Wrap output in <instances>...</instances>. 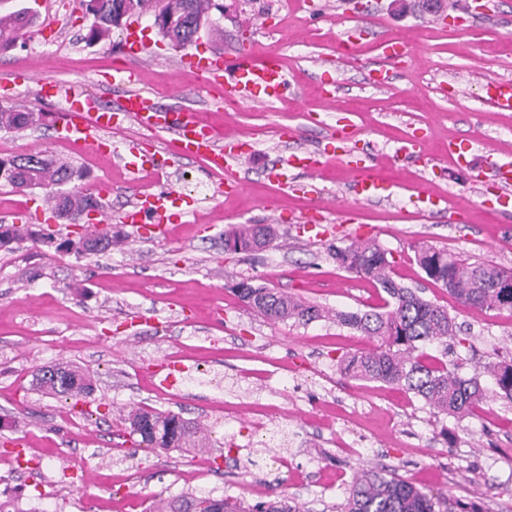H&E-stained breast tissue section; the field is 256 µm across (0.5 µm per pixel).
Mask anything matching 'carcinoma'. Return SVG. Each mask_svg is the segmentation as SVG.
<instances>
[{
	"label": "carcinoma",
	"instance_id": "cac0c4a2",
	"mask_svg": "<svg viewBox=\"0 0 512 512\" xmlns=\"http://www.w3.org/2000/svg\"><path fill=\"white\" fill-rule=\"evenodd\" d=\"M150 8L162 17L158 32L163 39L183 48L198 40L200 21H209L215 0H86L93 17L88 40L96 43L120 27L122 17ZM33 24L25 11L0 17V51L16 46L23 31ZM40 117L32 111L0 107V130L32 128ZM76 171L71 163L43 154H17L0 158V184L25 185L48 190L47 202L57 216L72 221L99 208L91 194L68 189ZM275 237L270 224H242L225 242L244 251L259 250ZM390 252L372 241H356L334 251L339 267L379 286L387 295L383 304L366 311L336 314L272 288L240 281L234 290L258 317L269 322L294 320L304 324L322 319L355 329L378 342L369 352L339 360L340 369L354 380L399 385L421 398L437 413L454 419L472 413L486 398L479 375L459 374V365L430 360L419 352L422 345L446 343L457 336L458 326L448 309L425 299L413 288L392 277ZM415 261L425 279L437 284L475 312L512 311V287L496 288L506 270L492 263H469L460 256L427 243L415 249ZM494 383L492 396L512 404V359L485 367ZM38 388L48 395L83 401L94 392L91 376L78 366L58 363L35 369ZM129 435L139 436L137 447L153 450H198L208 447L203 424L177 414L147 406L130 408L124 414ZM144 512H301L294 500L281 498L248 504L230 497L182 493L151 499ZM340 512H478L469 501L446 500L422 491L383 467L352 473L348 495Z\"/></svg>",
	"mask_w": 512,
	"mask_h": 512
}]
</instances>
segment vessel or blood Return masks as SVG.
<instances>
[{
  "label": "vessel or blood",
  "instance_id": "1",
  "mask_svg": "<svg viewBox=\"0 0 512 512\" xmlns=\"http://www.w3.org/2000/svg\"><path fill=\"white\" fill-rule=\"evenodd\" d=\"M189 62L194 71L202 76L205 84L224 91L234 99H249L264 104L284 98L288 89L287 74L280 60L273 56L262 59L253 54H208L198 52L191 55ZM114 82L125 87V94L119 99L116 110L94 107L90 98L70 96V107L62 113L57 133L60 139L79 145H86L96 151L107 150L108 143L101 139L104 130L121 135L123 128L113 119L114 112H122L148 130H164L171 133L179 156L205 160L209 170L225 173V187L240 189L241 183L232 170L247 157L250 143H220L213 126L197 115L162 107L145 92L136 90L138 81L136 69L118 66L112 76ZM484 89L488 102L499 111H512V83L487 80ZM128 164L136 172L152 175L162 170L166 162L155 154L141 152L130 147ZM324 164L323 153L296 151L289 154L281 165L272 168L268 177L278 183L281 190L297 189L298 183L288 178L287 173L296 170L308 178H316ZM358 197L372 200L383 197L390 189L389 183L375 176L361 175L351 186ZM180 196L172 190H160L141 196L138 208L125 213L123 220L129 224L151 221L153 231L165 232L171 220V209Z\"/></svg>",
  "mask_w": 512,
  "mask_h": 512
}]
</instances>
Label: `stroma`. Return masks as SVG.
Wrapping results in <instances>:
<instances>
[{"label": "stroma", "mask_w": 512, "mask_h": 512, "mask_svg": "<svg viewBox=\"0 0 512 512\" xmlns=\"http://www.w3.org/2000/svg\"><path fill=\"white\" fill-rule=\"evenodd\" d=\"M212 14L219 33L202 29L197 48L216 52L270 49L283 57L295 90L287 99L231 112L217 93L202 89L196 74L154 27L140 23L148 55L139 87L163 105L176 104L207 118L220 139L256 137V151L236 170L243 188L220 193V178L202 161L173 160L162 186L197 197L194 215L174 216L166 235L148 234L120 221L122 212L149 187L126 165L129 142L169 152L172 136L124 122V140L107 155L62 142L56 118L61 97L35 100L16 76L32 59L63 90L95 96L115 64L129 63L123 34L91 44L92 19L82 0H0V15L34 16L22 43L0 51V106L42 113L38 127L0 131L9 154L41 153L70 159L74 184L95 196L123 245L106 252L59 249L74 228L58 220L33 224V237L0 248V499L14 497L23 512H143L150 497L180 493L231 496L256 503L283 494L303 512H336L352 472L383 463L426 492L474 502L480 512H512V404L486 398L460 420L439 415L405 389L345 376L341 356L372 348L359 332L330 321L307 325L267 322L232 291L251 280L332 310L377 305L373 286L339 270L334 247L373 240L391 252L397 280L423 290L447 308L461 327L460 341L425 345V353L460 364L464 376L483 375L486 362L512 358V312L477 313L426 281L414 261L425 242L468 262L512 269V203L501 204L488 155L512 163V112L495 111L478 82L512 80V0L493 15L475 17L467 0H449L439 16L390 12L389 0H219ZM263 26H256V19ZM353 26L368 36L352 63L325 68L341 31ZM408 32L410 55L381 60L379 39ZM393 79L371 86L375 65ZM334 88L336 109L327 111L322 87ZM353 125L354 151L375 157L373 174L390 183L383 200H360L353 172L329 163L316 185L346 209L325 236L298 234L295 215L309 211L312 196H283L267 171L293 151L336 148L327 137L339 119ZM298 130L280 141V127ZM420 142L411 159L399 147ZM456 143L460 163L448 160ZM449 196L458 220L420 213L425 188ZM282 214L265 248L231 253L224 233L239 224H265ZM66 361L90 373V403L39 391L33 378L42 365ZM171 376L172 387L161 384ZM222 376L214 386L213 376ZM147 404L209 429L206 451H153L134 446L118 420L123 409ZM270 409L266 440L253 432L260 410ZM29 437L17 452L12 441ZM287 458L282 469L271 456ZM77 461L64 470L65 459Z\"/></svg>", "instance_id": "35a3bbf8"}]
</instances>
